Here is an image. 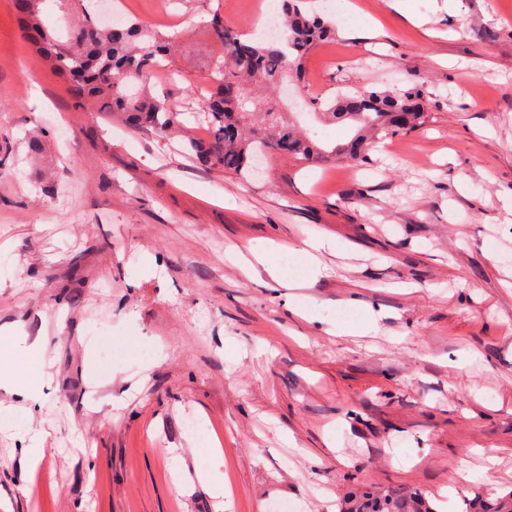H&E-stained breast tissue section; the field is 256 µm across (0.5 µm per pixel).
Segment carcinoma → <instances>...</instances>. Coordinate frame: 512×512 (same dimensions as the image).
Listing matches in <instances>:
<instances>
[{"label": "carcinoma", "instance_id": "1", "mask_svg": "<svg viewBox=\"0 0 512 512\" xmlns=\"http://www.w3.org/2000/svg\"><path fill=\"white\" fill-rule=\"evenodd\" d=\"M64 3L81 9V17L72 25L68 13L58 17L67 24L65 37L45 18L46 7ZM302 3L284 0L283 37L270 41L247 40L224 24L220 13H210L206 26L213 55L204 69L209 134L204 140L188 139L196 156L237 174L270 152L316 163L349 155L361 164L379 141L423 122L424 104L412 89H348L309 98L320 122H344L352 129L348 142L331 146L316 139L315 132H294L276 111L279 86L286 78L300 81L306 57L335 36V29L307 14ZM21 21L52 67L69 81L79 105L92 112H121L133 127L166 132L175 123L177 113L149 88L150 76L170 66L174 52L173 44L154 27L137 17L118 27L106 26L95 5L84 0H28ZM345 512L435 510L421 493L390 492L352 501Z\"/></svg>", "mask_w": 512, "mask_h": 512}]
</instances>
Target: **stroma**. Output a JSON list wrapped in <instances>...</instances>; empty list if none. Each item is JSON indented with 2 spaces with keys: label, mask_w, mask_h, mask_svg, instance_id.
Wrapping results in <instances>:
<instances>
[{
  "label": "stroma",
  "mask_w": 512,
  "mask_h": 512,
  "mask_svg": "<svg viewBox=\"0 0 512 512\" xmlns=\"http://www.w3.org/2000/svg\"><path fill=\"white\" fill-rule=\"evenodd\" d=\"M124 2L176 40L152 90L196 137L203 19L248 34L281 11ZM350 2L342 23L308 0L336 35L304 96L413 88L427 122L358 167L274 154L237 175L180 130L82 111L0 0V327L27 344L13 369L46 377L34 401L0 385V512H221L204 473L231 512L512 491V0ZM316 236L335 247L313 281L296 247ZM370 309L376 334L335 335Z\"/></svg>",
  "instance_id": "35a3bbf8"
}]
</instances>
